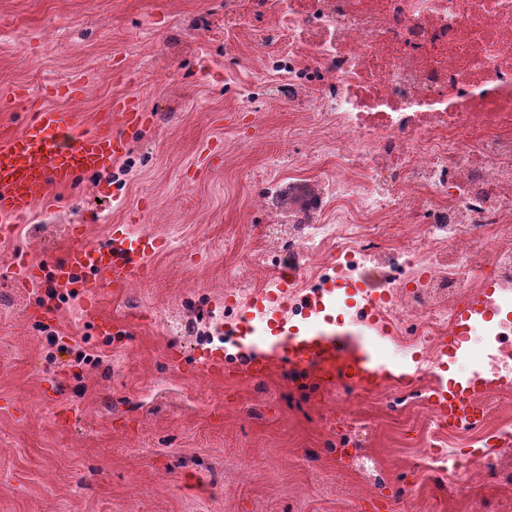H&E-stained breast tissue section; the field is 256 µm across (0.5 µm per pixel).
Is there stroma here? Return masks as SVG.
Instances as JSON below:
<instances>
[{"label": "stroma", "instance_id": "stroma-1", "mask_svg": "<svg viewBox=\"0 0 512 512\" xmlns=\"http://www.w3.org/2000/svg\"><path fill=\"white\" fill-rule=\"evenodd\" d=\"M287 50L276 9L258 16L248 0H0V88L27 93L0 102V139L22 129L29 100L52 104L46 88L69 80L83 87L71 102L80 130L118 97L153 115L124 132L112 168L52 190L0 233V296L14 304L0 312V512H376L389 499L459 512V496L472 512H512L491 476L452 489L424 467L432 432L416 404L372 395L341 413L317 375L270 354L259 381L232 357L222 377L201 366L220 349L212 334L237 320L281 333L254 303L278 273L262 227L288 208L263 202L267 182L288 178L297 116L267 95ZM116 224L169 247L144 281L104 292L95 316L73 291L45 315L41 292L13 277L16 258L53 263ZM190 316L200 334H179ZM99 317L126 319L127 333L99 335ZM154 386L181 410L143 413ZM340 448L376 458L383 485L339 465Z\"/></svg>", "mask_w": 512, "mask_h": 512}]
</instances>
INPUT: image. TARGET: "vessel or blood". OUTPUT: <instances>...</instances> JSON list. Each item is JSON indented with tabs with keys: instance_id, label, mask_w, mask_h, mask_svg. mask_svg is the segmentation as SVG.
Segmentation results:
<instances>
[{
	"instance_id": "1",
	"label": "vessel or blood",
	"mask_w": 512,
	"mask_h": 512,
	"mask_svg": "<svg viewBox=\"0 0 512 512\" xmlns=\"http://www.w3.org/2000/svg\"><path fill=\"white\" fill-rule=\"evenodd\" d=\"M82 87L76 83L56 86L57 106H40L31 111L18 133L0 143V223L10 224L30 215L52 189L71 186L78 174L107 168L124 153L122 131L151 120L136 100H113L104 118L93 130L77 129V116L69 107ZM166 247L163 239L131 234L126 225L112 227L109 240L72 248L45 274L18 267L16 278L25 285L55 291L71 288L80 292L87 310H97L102 287L119 291L149 274L148 258ZM349 281L331 283L314 291L308 299V325L288 331L275 349L288 365L316 366L327 383L344 389L379 385L390 376L409 383L414 374L407 363H385L374 352L379 336L387 326L374 299L365 305L366 329L357 336L345 329L327 332L319 315L325 301L335 291L348 290ZM512 380L488 376L474 368L457 381H435L428 389L426 402L440 423L462 426L476 424L482 417L481 397L490 388H507Z\"/></svg>"
}]
</instances>
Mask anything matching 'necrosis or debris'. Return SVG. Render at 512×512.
<instances>
[{"instance_id": "1", "label": "necrosis or debris", "mask_w": 512, "mask_h": 512, "mask_svg": "<svg viewBox=\"0 0 512 512\" xmlns=\"http://www.w3.org/2000/svg\"><path fill=\"white\" fill-rule=\"evenodd\" d=\"M283 2L288 82L273 96L303 119L289 141L336 161L318 177L289 159L288 184L307 202L268 227L288 234L289 290L378 264L391 271L383 318L413 322L423 348L481 334L511 349L512 0ZM391 224L415 231L392 245ZM489 291L485 319L463 325L462 304ZM434 435L424 456L452 489L512 453L462 460L446 448L468 429L435 424Z\"/></svg>"}]
</instances>
